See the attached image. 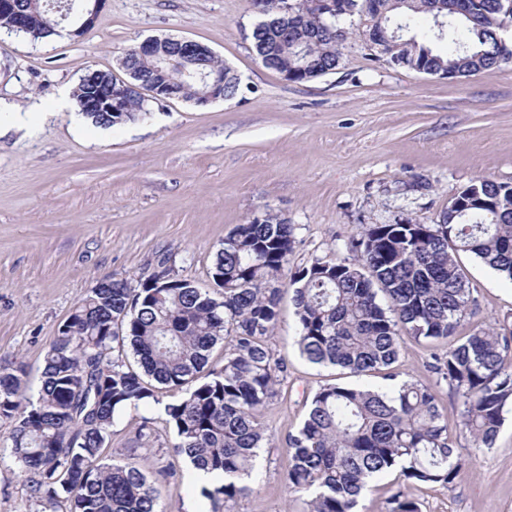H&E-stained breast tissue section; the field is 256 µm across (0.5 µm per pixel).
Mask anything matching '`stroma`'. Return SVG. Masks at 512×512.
Listing matches in <instances>:
<instances>
[{"label":"stroma","instance_id":"35a3bbf8","mask_svg":"<svg viewBox=\"0 0 512 512\" xmlns=\"http://www.w3.org/2000/svg\"><path fill=\"white\" fill-rule=\"evenodd\" d=\"M251 0H107L83 36L69 28L43 41L0 28V100L26 114L24 129L0 114V365H24L38 389L59 326L100 279L132 280L173 267L204 286L217 250L237 225L270 211L295 227L281 282L313 257L348 256L371 224H435L462 187L478 178L512 183V62L468 77L420 74L377 57L365 19L341 47L339 66L291 82L265 68L251 33ZM153 36L209 47L240 78L229 99L198 105L170 99L148 118L103 129L57 108L88 69L114 70L117 57ZM460 261L477 300L473 327L512 323V283L470 254ZM296 317L283 297L270 344L286 359L279 395L262 411L272 436L260 449L255 490L233 512H305L306 495L282 476L288 436L327 384H386L320 366L296 346ZM441 344L403 336L398 379L435 387L458 447V410L430 365ZM158 401L119 413L106 456H123L149 419L160 445L143 455L171 465L158 486L167 512H194L200 487L171 451L173 432ZM421 512H512V411L491 451L477 453L453 487L408 486ZM0 512H45L10 457L0 458Z\"/></svg>","mask_w":512,"mask_h":512}]
</instances>
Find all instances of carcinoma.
Returning <instances> with one entry per match:
<instances>
[{"label":"carcinoma","instance_id":"carcinoma-1","mask_svg":"<svg viewBox=\"0 0 512 512\" xmlns=\"http://www.w3.org/2000/svg\"><path fill=\"white\" fill-rule=\"evenodd\" d=\"M32 16L26 35L58 34V19L84 0H50ZM336 14L307 0H253L264 16L252 31L261 63L288 80L335 70L354 17L368 13L380 34L376 52L418 73L470 76L512 61L501 38L512 21V0H335ZM445 40L441 52L435 43ZM134 88L105 72L122 96L126 122L150 112L145 92L173 84L176 97L196 101L200 83L172 67L160 74L137 58ZM224 93L239 78L217 57ZM458 196L476 199L463 213L443 211L438 224H372L352 239L349 255L316 257L291 280L300 354L317 365L357 375L386 371L399 339H448L472 313L469 253L512 282V184L474 181ZM295 243L294 225L266 212L224 238L200 287L164 267L137 280L101 279L59 327L44 356L35 398L24 397L26 370L0 367V418L13 423L7 448L35 498L51 512H164L157 484L176 470L108 460L116 415L155 398L162 389L184 396L165 406L173 451L218 481L201 488L206 512H228L252 487L258 450L271 435L262 410L278 395L285 358L269 340L280 314V276ZM224 344V363H210ZM433 370L453 392L459 433L475 452L490 450L512 410V324L473 328L434 355ZM284 477L310 493L308 512H357L368 480L397 471L412 485L452 489L465 474L462 449L448 440L436 392L414 380L392 392L327 385L313 396L302 427L288 435ZM389 512H420L402 489Z\"/></svg>","mask_w":512,"mask_h":512}]
</instances>
